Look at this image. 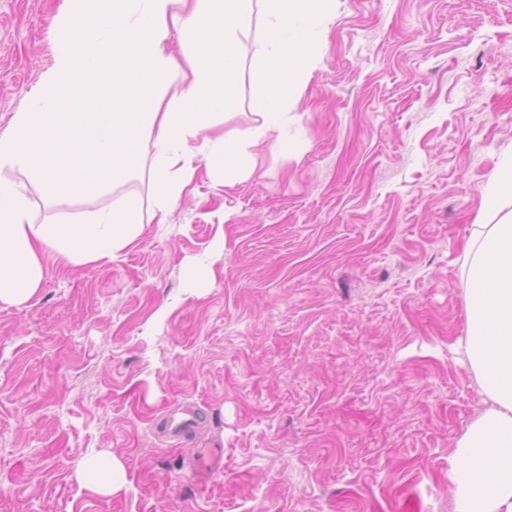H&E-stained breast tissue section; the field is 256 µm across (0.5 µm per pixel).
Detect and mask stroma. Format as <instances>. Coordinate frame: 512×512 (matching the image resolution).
<instances>
[{"label":"stroma","instance_id":"35a3bbf8","mask_svg":"<svg viewBox=\"0 0 512 512\" xmlns=\"http://www.w3.org/2000/svg\"><path fill=\"white\" fill-rule=\"evenodd\" d=\"M62 2L0 0V131L53 64ZM260 26L229 139L260 122ZM510 154L512 0H336L249 177L199 166L116 260L45 258L37 297L0 303V512H453L448 458L484 407L461 256ZM10 176L39 223L109 196ZM193 261L215 271L200 296ZM174 407L197 428L161 439ZM201 448L223 451L204 476ZM102 449L113 496L78 479ZM79 478L90 491L112 495L125 486V469L112 452L103 450L85 457Z\"/></svg>","mask_w":512,"mask_h":512}]
</instances>
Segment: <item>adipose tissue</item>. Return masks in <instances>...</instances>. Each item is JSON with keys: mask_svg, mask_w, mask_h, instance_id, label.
<instances>
[{"mask_svg": "<svg viewBox=\"0 0 512 512\" xmlns=\"http://www.w3.org/2000/svg\"><path fill=\"white\" fill-rule=\"evenodd\" d=\"M54 63L0 132V302L21 305L45 278L43 255L80 266L115 259L145 219L166 223L198 163L213 176L245 177L234 160L248 144L279 130L291 90L307 84L310 62L335 0H65ZM261 17L253 107L261 118L249 142L214 136L236 99L242 38ZM189 45L174 56L172 37ZM178 75L170 102L156 89ZM147 154L152 208L141 196L113 197L96 212L49 224L32 218L23 168L50 192L67 195L125 180ZM467 334L459 342L485 409L448 459L454 512H512V213L475 225L463 250ZM90 491L125 485L110 451L85 457L79 471Z\"/></svg>", "mask_w": 512, "mask_h": 512, "instance_id": "adipose-tissue-1", "label": "adipose tissue"}]
</instances>
